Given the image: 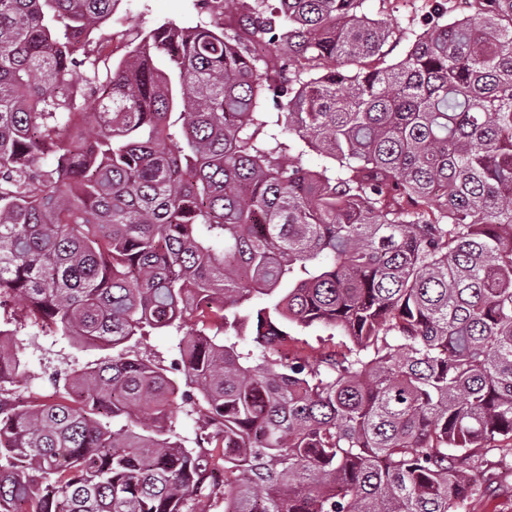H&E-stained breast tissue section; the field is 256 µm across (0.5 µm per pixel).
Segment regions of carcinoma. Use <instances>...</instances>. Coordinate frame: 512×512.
Here are the masks:
<instances>
[{
  "mask_svg": "<svg viewBox=\"0 0 512 512\" xmlns=\"http://www.w3.org/2000/svg\"><path fill=\"white\" fill-rule=\"evenodd\" d=\"M117 2L0 0V512H462L512 457V0H252L111 63ZM29 321L112 355L23 403ZM425 3L426 0H385L383 8L382 0H367L366 10L369 17H385L400 29L411 28L420 32L425 28ZM331 331L326 330L322 327H313L307 329L305 331H299L295 341L288 343V352L290 355L293 354H302L309 356H317L321 349L325 344L336 348V351L345 350L346 345H349V342L343 336H334L331 340H327L330 338L328 334ZM326 340V342H324ZM177 336H169L167 333H158L146 336L141 341L142 352L164 358L168 363L174 357L173 346L177 343ZM185 409L180 401L174 402L170 407L172 418L177 422L180 438L187 447H190L193 446L197 425L191 417L185 414Z\"/></svg>",
  "mask_w": 512,
  "mask_h": 512,
  "instance_id": "obj_1",
  "label": "carcinoma"
}]
</instances>
